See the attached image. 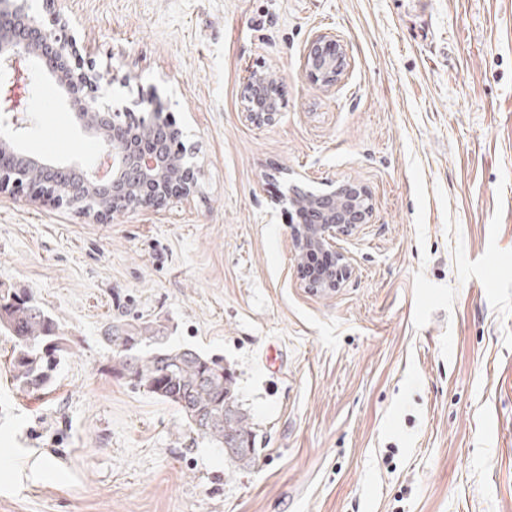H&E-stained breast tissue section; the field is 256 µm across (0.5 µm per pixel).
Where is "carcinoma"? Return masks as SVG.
I'll return each mask as SVG.
<instances>
[{
  "instance_id": "obj_1",
  "label": "carcinoma",
  "mask_w": 512,
  "mask_h": 512,
  "mask_svg": "<svg viewBox=\"0 0 512 512\" xmlns=\"http://www.w3.org/2000/svg\"><path fill=\"white\" fill-rule=\"evenodd\" d=\"M125 327L138 358L107 338L112 375L175 406L193 432L217 447L240 448L228 459L250 466L256 455L254 431L236 399L234 372L224 366V359L166 345L165 327L154 320ZM0 332L12 342L9 364L15 387L29 395L47 390L69 349L54 318L24 291L1 292Z\"/></svg>"
}]
</instances>
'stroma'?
<instances>
[{
  "instance_id": "stroma-1",
  "label": "stroma",
  "mask_w": 512,
  "mask_h": 512,
  "mask_svg": "<svg viewBox=\"0 0 512 512\" xmlns=\"http://www.w3.org/2000/svg\"><path fill=\"white\" fill-rule=\"evenodd\" d=\"M113 112L182 132L193 195L96 222L0 193V290L69 340L49 393L13 385L0 333V512H512V0H57ZM336 34L332 89L304 71ZM253 71L280 83L245 118ZM23 148L93 166L57 83L31 70ZM365 185L337 239L353 274L299 277L286 185ZM223 357L256 458L113 378L110 324ZM345 49L341 41L332 33H321L310 43L304 69L307 76L321 86L331 88L336 85L344 71ZM264 76L262 73L255 72L243 86L244 98L253 102L252 108H248L245 117L256 125L273 124L279 115L270 103L274 95L278 96V87L264 83Z\"/></svg>"
}]
</instances>
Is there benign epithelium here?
Here are the masks:
<instances>
[{
  "mask_svg": "<svg viewBox=\"0 0 512 512\" xmlns=\"http://www.w3.org/2000/svg\"><path fill=\"white\" fill-rule=\"evenodd\" d=\"M35 61L43 62L48 74L58 82L66 102L80 124L100 138L103 155L92 168L76 164L77 180L59 177L63 167L39 162L43 181L37 186L42 196L58 204L71 203L81 189L112 195V207L100 203L84 209L95 221L111 212L158 206L170 198L187 199L196 187L195 168L182 154H172L171 144L179 134L170 129L162 109L147 103V120L128 127L115 124L114 115L97 104L98 76L78 66L76 40L67 32L62 19H51L46 27L30 14L28 0H0V193L31 185L20 171V160L27 158L18 139L28 129L29 74ZM345 49L332 33H321L310 43L304 69L310 79L323 87L336 85L344 71ZM264 74L254 73L243 86L244 98L253 102L245 113L256 125L276 122L279 112L271 106L278 87L263 82ZM300 189H289V203L306 212L310 223L294 230L299 253L322 251L334 258L333 265L305 277V287L315 295L336 292L352 275L349 258L336 251V238L349 236L370 222L373 208L367 190L354 183H341L332 190L306 200L297 198Z\"/></svg>",
  "mask_w": 512,
  "mask_h": 512,
  "instance_id": "1",
  "label": "benign epithelium"
}]
</instances>
